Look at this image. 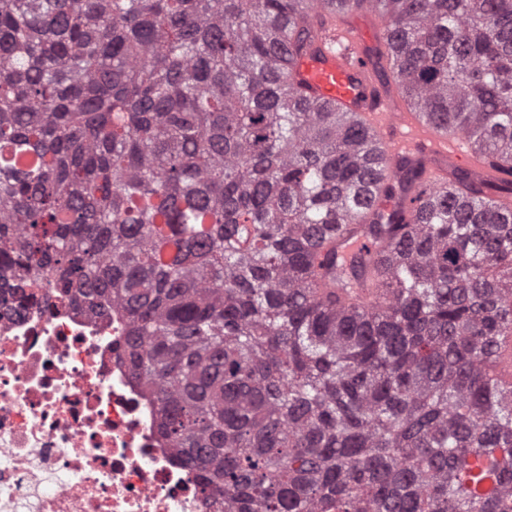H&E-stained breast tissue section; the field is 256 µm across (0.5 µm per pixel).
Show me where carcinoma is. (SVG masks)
Instances as JSON below:
<instances>
[{
  "label": "carcinoma",
  "instance_id": "cac0c4a2",
  "mask_svg": "<svg viewBox=\"0 0 512 512\" xmlns=\"http://www.w3.org/2000/svg\"><path fill=\"white\" fill-rule=\"evenodd\" d=\"M366 1L410 107L512 166V0H0V268L117 310L223 512H512V186L425 192L294 79Z\"/></svg>",
  "mask_w": 512,
  "mask_h": 512
}]
</instances>
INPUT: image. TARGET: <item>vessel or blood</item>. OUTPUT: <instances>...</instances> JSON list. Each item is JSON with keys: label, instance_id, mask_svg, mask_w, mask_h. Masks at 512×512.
Returning a JSON list of instances; mask_svg holds the SVG:
<instances>
[{"label": "vessel or blood", "instance_id": "1", "mask_svg": "<svg viewBox=\"0 0 512 512\" xmlns=\"http://www.w3.org/2000/svg\"><path fill=\"white\" fill-rule=\"evenodd\" d=\"M376 35L350 22L320 31L312 51L298 59L293 74L300 89L340 112L359 114L377 134L387 157L416 155L435 184L457 168L474 183L512 179V168L475 152L466 136L441 132L421 114L408 111L395 86L384 84L374 59Z\"/></svg>", "mask_w": 512, "mask_h": 512}]
</instances>
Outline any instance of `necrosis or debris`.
<instances>
[{"label":"necrosis or debris","instance_id":"obj_1","mask_svg":"<svg viewBox=\"0 0 512 512\" xmlns=\"http://www.w3.org/2000/svg\"><path fill=\"white\" fill-rule=\"evenodd\" d=\"M119 315L0 307V512H222L162 440Z\"/></svg>","mask_w":512,"mask_h":512}]
</instances>
